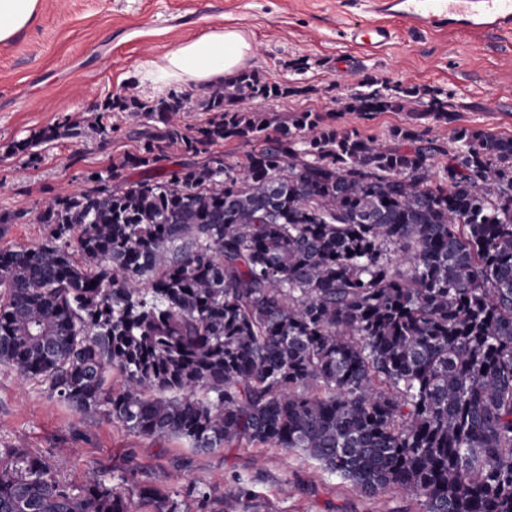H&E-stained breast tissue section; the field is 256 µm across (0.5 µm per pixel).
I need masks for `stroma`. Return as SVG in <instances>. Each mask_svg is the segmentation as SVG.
<instances>
[{
  "label": "stroma",
  "mask_w": 512,
  "mask_h": 512,
  "mask_svg": "<svg viewBox=\"0 0 512 512\" xmlns=\"http://www.w3.org/2000/svg\"><path fill=\"white\" fill-rule=\"evenodd\" d=\"M364 0H41L36 20L0 43V211L24 213L0 224V247L40 242L36 211L54 196L85 187L113 158L136 153L120 113L104 106L117 95L158 94L140 80L144 66L182 42L227 27L253 45L248 68L306 94L254 100V109L287 114L328 112L369 76L449 96L457 125L512 135V34L425 33L399 28L390 49L365 57L341 41L346 23L366 18ZM306 61L304 70L292 60ZM415 103L413 111L422 110ZM347 112L345 124L382 142L412 113ZM102 119L116 133L60 139L26 154L11 145L68 120ZM24 443L49 454L58 475L80 485L133 473L166 491L194 483L249 478L260 512H423L400 489L375 496L327 474L295 450L232 447L197 451L185 443L133 434L118 422L78 413L47 386L0 368V444Z\"/></svg>",
  "instance_id": "1"
}]
</instances>
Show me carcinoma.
Here are the masks:
<instances>
[{
    "mask_svg": "<svg viewBox=\"0 0 512 512\" xmlns=\"http://www.w3.org/2000/svg\"><path fill=\"white\" fill-rule=\"evenodd\" d=\"M304 92L244 70L206 89L199 125L181 118L185 91L112 99L155 124L36 213L40 243L0 248V366L136 435L301 450L424 512H512V136L456 126L447 148L427 127L455 121L437 97L381 143L320 112L246 105ZM418 98L367 82L340 111ZM117 130L66 121L11 152ZM232 141L234 163L213 150ZM172 149L202 160L159 170ZM128 168L141 177L121 179ZM124 485L150 512L253 498L239 476L76 489L46 455L0 448V512H132Z\"/></svg>",
    "mask_w": 512,
    "mask_h": 512,
    "instance_id": "obj_1",
    "label": "carcinoma"
}]
</instances>
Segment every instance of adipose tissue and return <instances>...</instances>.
<instances>
[{"mask_svg": "<svg viewBox=\"0 0 512 512\" xmlns=\"http://www.w3.org/2000/svg\"><path fill=\"white\" fill-rule=\"evenodd\" d=\"M41 0H0V42L12 40L39 14ZM253 53L244 34L216 31L188 40L148 63L142 80L160 89L177 81L216 84L235 76Z\"/></svg>", "mask_w": 512, "mask_h": 512, "instance_id": "adipose-tissue-1", "label": "adipose tissue"}]
</instances>
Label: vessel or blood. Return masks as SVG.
<instances>
[{"mask_svg":"<svg viewBox=\"0 0 512 512\" xmlns=\"http://www.w3.org/2000/svg\"><path fill=\"white\" fill-rule=\"evenodd\" d=\"M375 21L348 25L345 37L355 50L373 55L390 45L392 21L413 31H459L471 34L512 31V0H370Z\"/></svg>","mask_w":512,"mask_h":512,"instance_id":"obj_1","label":"vessel or blood"}]
</instances>
